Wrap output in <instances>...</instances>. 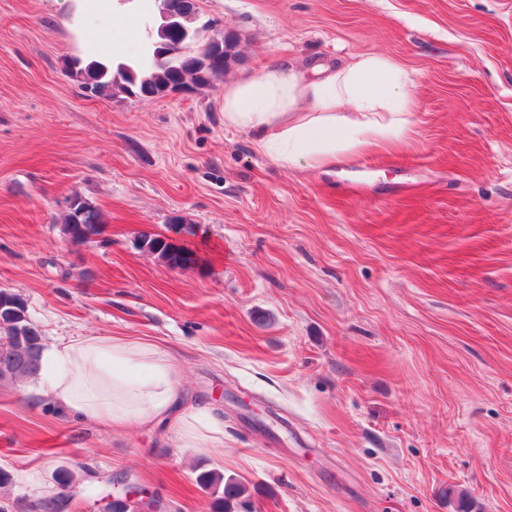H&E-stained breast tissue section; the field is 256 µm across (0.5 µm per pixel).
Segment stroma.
<instances>
[{"mask_svg":"<svg viewBox=\"0 0 512 512\" xmlns=\"http://www.w3.org/2000/svg\"><path fill=\"white\" fill-rule=\"evenodd\" d=\"M232 36L222 81L144 100L83 88L75 58L136 61L155 0H0V289L44 344L143 339L182 366L224 445L117 432L0 385V512H101L100 476L212 512H512V0H196ZM381 52L416 77L405 140L284 169L224 126L225 83ZM102 233L61 232L73 197ZM190 248L166 266L142 233ZM198 483L206 490L213 489L216 494L221 486L222 495L214 502V512H236L238 500L246 495V488L239 484L233 477L225 479L224 474L216 471L202 472L197 477Z\"/></svg>","mask_w":512,"mask_h":512,"instance_id":"stroma-1","label":"stroma"}]
</instances>
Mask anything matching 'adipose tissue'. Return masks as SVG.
Listing matches in <instances>:
<instances>
[{
    "instance_id": "adipose-tissue-1",
    "label": "adipose tissue",
    "mask_w": 512,
    "mask_h": 512,
    "mask_svg": "<svg viewBox=\"0 0 512 512\" xmlns=\"http://www.w3.org/2000/svg\"><path fill=\"white\" fill-rule=\"evenodd\" d=\"M415 85L382 53L312 58L225 85L224 124L279 166L325 169L402 140ZM180 383L172 357L145 341L85 335L43 351L40 394L70 416L115 430L166 420L185 447H222L212 414L182 407Z\"/></svg>"
}]
</instances>
